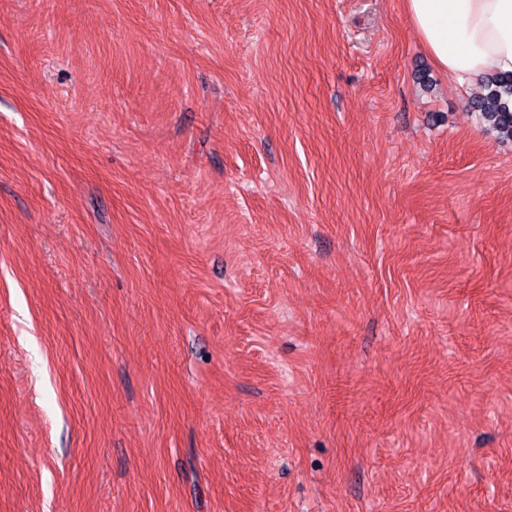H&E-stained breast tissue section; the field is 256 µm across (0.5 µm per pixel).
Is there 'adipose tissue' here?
Segmentation results:
<instances>
[{
    "label": "adipose tissue",
    "instance_id": "1",
    "mask_svg": "<svg viewBox=\"0 0 512 512\" xmlns=\"http://www.w3.org/2000/svg\"><path fill=\"white\" fill-rule=\"evenodd\" d=\"M438 69L461 87L512 72V0H403Z\"/></svg>",
    "mask_w": 512,
    "mask_h": 512
}]
</instances>
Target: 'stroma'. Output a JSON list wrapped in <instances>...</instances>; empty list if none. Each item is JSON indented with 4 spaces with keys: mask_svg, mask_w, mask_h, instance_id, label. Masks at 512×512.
<instances>
[{
    "mask_svg": "<svg viewBox=\"0 0 512 512\" xmlns=\"http://www.w3.org/2000/svg\"><path fill=\"white\" fill-rule=\"evenodd\" d=\"M402 0H0V512H512V141Z\"/></svg>",
    "mask_w": 512,
    "mask_h": 512,
    "instance_id": "35a3bbf8",
    "label": "stroma"
}]
</instances>
